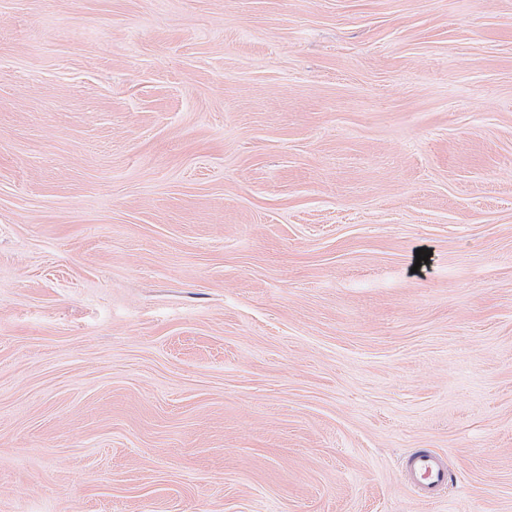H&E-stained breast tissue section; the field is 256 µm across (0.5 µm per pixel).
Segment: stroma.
I'll return each instance as SVG.
<instances>
[{
    "instance_id": "35a3bbf8",
    "label": "stroma",
    "mask_w": 512,
    "mask_h": 512,
    "mask_svg": "<svg viewBox=\"0 0 512 512\" xmlns=\"http://www.w3.org/2000/svg\"><path fill=\"white\" fill-rule=\"evenodd\" d=\"M0 512H512V0H0ZM408 480L425 499L434 498L448 484V468L436 451L421 449L410 454L406 461Z\"/></svg>"
}]
</instances>
